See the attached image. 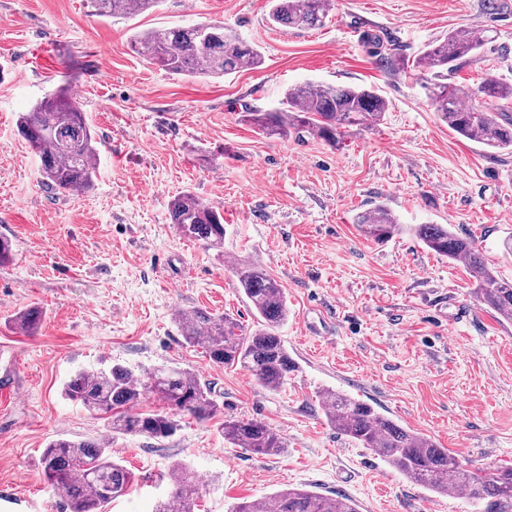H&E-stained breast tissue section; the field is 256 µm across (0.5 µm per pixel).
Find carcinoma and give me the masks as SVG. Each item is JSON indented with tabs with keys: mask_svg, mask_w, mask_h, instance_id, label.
<instances>
[{
	"mask_svg": "<svg viewBox=\"0 0 512 512\" xmlns=\"http://www.w3.org/2000/svg\"><path fill=\"white\" fill-rule=\"evenodd\" d=\"M157 0H90L98 16L127 17L152 8ZM268 21L274 27L314 29L329 15V0H268ZM492 40L464 29L448 32L443 41L427 47L417 66L435 78L430 99L440 119L457 135L492 150H512V83L485 79L477 89L447 82L457 61L476 56ZM144 58L173 75L232 74L261 63L260 51L220 21L188 28L150 29L132 44ZM388 104L365 87H337L308 83L286 91L282 107L252 112L251 121L261 134L281 137L293 132L303 138L316 134L334 147L354 126H375L383 121ZM20 135L40 162L43 183L63 193L87 191L96 178L97 141L80 104L64 92L22 113ZM170 223L185 238L209 248L224 247V214L193 193L175 196L168 205ZM357 226L367 239L385 241L405 230L426 248L451 261L461 262L475 279L477 301L501 318L512 321V281L499 277L486 263L475 239L461 237L446 224H398L391 211L378 204L358 216ZM233 272L252 304L254 330L235 319L194 309L177 319L185 344L198 347L216 365L240 366L270 389H279L297 371L277 330L288 319V304L281 285L259 263H237ZM41 311L29 307L14 324L32 332ZM65 396L88 411L108 417L106 433L92 440L59 438L43 452L49 485L62 493L66 512H105L113 500L126 494L131 472L108 454L115 433L165 439L180 429L184 413L197 420L224 416L221 430L231 444L256 454H277L287 447L268 424L224 414L214 387L199 375L178 366L159 367L147 375L112 363L79 370L66 382ZM154 395L164 407L149 413L136 411L139 402ZM327 420L336 430L363 448L372 449L411 482L446 495L461 490L472 502H488L496 512H512V467L471 471L448 449L430 438L404 428L369 403L338 393L320 391ZM171 491L153 512H194L199 485L187 466L170 469ZM233 512H358L352 501L320 495L300 488H285L270 497L245 501Z\"/></svg>",
	"mask_w": 512,
	"mask_h": 512,
	"instance_id": "carcinoma-1",
	"label": "carcinoma"
}]
</instances>
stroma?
<instances>
[{"label": "stroma", "instance_id": "obj_1", "mask_svg": "<svg viewBox=\"0 0 512 512\" xmlns=\"http://www.w3.org/2000/svg\"><path fill=\"white\" fill-rule=\"evenodd\" d=\"M268 0H159L131 17L93 15L88 0H0V512H61L42 455L58 435L81 440L107 421L64 395L76 370L119 362L145 373L176 365L213 384L224 411L260 420L287 442L277 455L227 442L218 420L185 416L165 440L118 435L113 460L134 484L107 512H152L182 463L196 476L197 512H232L286 487L352 500L358 512H493L439 496L375 452L338 434L319 391L373 405L433 439L469 469L512 465V321L476 301L463 263L410 233L378 243L356 217L385 204L404 225L445 224L476 240L512 279V153L448 129L434 78L416 60L453 29L493 35L449 82H512V0H336L324 26L282 29ZM221 21L255 44L262 63L221 78L171 75L132 36L154 27ZM306 82L372 87L384 120L336 147L259 134L248 115L279 108ZM66 91L97 134V177L61 194L16 119ZM224 211V249L179 234L168 204L183 191ZM262 263L284 290L279 334L298 365L272 390L246 369L187 346L178 312L203 308L253 326L231 261ZM36 306L34 333L15 329ZM467 308L459 317L458 308Z\"/></svg>", "mask_w": 512, "mask_h": 512}]
</instances>
